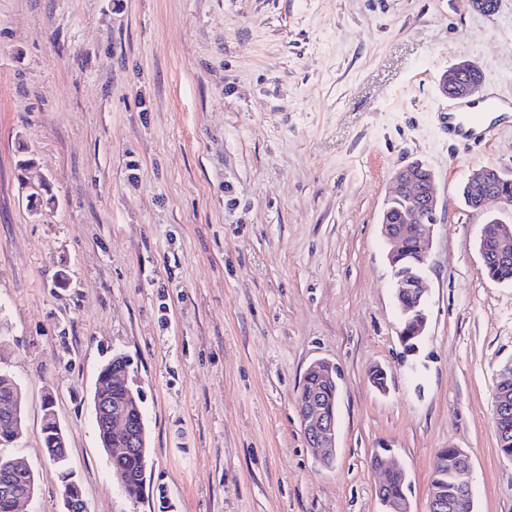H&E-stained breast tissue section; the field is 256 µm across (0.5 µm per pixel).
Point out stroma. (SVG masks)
I'll return each instance as SVG.
<instances>
[{
	"label": "stroma",
	"mask_w": 512,
	"mask_h": 512,
	"mask_svg": "<svg viewBox=\"0 0 512 512\" xmlns=\"http://www.w3.org/2000/svg\"><path fill=\"white\" fill-rule=\"evenodd\" d=\"M460 60L512 100V0L491 17L469 0H0V367L23 393L8 452L37 479L27 512H63L49 394L89 512H380L385 444L411 512L448 447L471 457L473 512H512L493 428L512 285L485 277L486 215L459 195L471 168L512 169V121L449 141L438 80ZM416 160L441 211L408 355L379 216ZM34 186L53 198L39 213ZM116 353L148 429L137 499L94 426ZM320 358L341 373L329 468L296 403Z\"/></svg>",
	"instance_id": "obj_1"
}]
</instances>
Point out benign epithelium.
<instances>
[{"instance_id": "7a95c632", "label": "benign epithelium", "mask_w": 512, "mask_h": 512, "mask_svg": "<svg viewBox=\"0 0 512 512\" xmlns=\"http://www.w3.org/2000/svg\"><path fill=\"white\" fill-rule=\"evenodd\" d=\"M483 72L472 61L457 62L444 70L439 78L440 93L447 98H464L481 86ZM511 170L496 166H483L470 171L461 188L468 209L473 213H483L491 202L505 204L498 194L497 186L511 176ZM433 171L423 162L415 161L398 170L392 176V187L381 217V231L384 238L394 243L388 253V261L398 289L395 302L400 310L406 328L399 330V336H414L419 339L426 335L428 312L425 299V272L427 251L425 245L432 238L436 226L439 203L434 189ZM499 241L503 254L509 253L512 244V222L501 218L482 227L477 242L488 236ZM308 370L319 373L324 382L337 384L339 374L336 366L326 360H316ZM124 405H113L97 401L94 415L112 426L115 434H127V415ZM300 417L309 447L318 451L320 461L331 465L336 459V436L338 413L334 409V399L322 396V389L311 391L309 403L300 409ZM466 457L465 465L456 473L459 500L450 502L439 490L431 492L429 512H450L454 508L473 502L472 464L467 453L458 450Z\"/></svg>"}]
</instances>
